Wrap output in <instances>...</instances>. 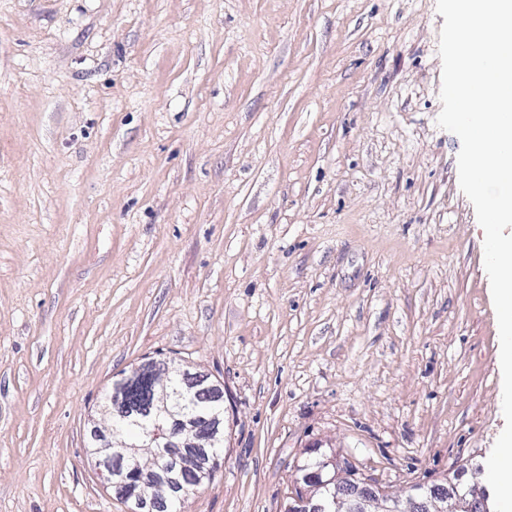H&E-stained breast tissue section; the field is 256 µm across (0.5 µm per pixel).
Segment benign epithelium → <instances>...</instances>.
<instances>
[{"mask_svg":"<svg viewBox=\"0 0 512 512\" xmlns=\"http://www.w3.org/2000/svg\"><path fill=\"white\" fill-rule=\"evenodd\" d=\"M141 390L148 396L151 421L164 426L163 440L154 436L114 444L107 427H96V465L104 483L133 504L130 512L147 506L167 512L170 504L189 493L186 469H194V484L200 485L224 461V391L209 377L192 374L178 363L149 362L113 382L103 407L107 419L141 423L131 407L133 395ZM328 466L319 461L304 473V486L294 490V504L286 512H469L466 496L486 497L473 485L452 483L418 486L402 501L372 488L347 467L331 474Z\"/></svg>","mask_w":512,"mask_h":512,"instance_id":"1","label":"benign epithelium"}]
</instances>
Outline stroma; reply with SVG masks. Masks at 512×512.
I'll use <instances>...</instances> for the list:
<instances>
[{"instance_id":"1","label":"stroma","mask_w":512,"mask_h":512,"mask_svg":"<svg viewBox=\"0 0 512 512\" xmlns=\"http://www.w3.org/2000/svg\"><path fill=\"white\" fill-rule=\"evenodd\" d=\"M436 0H0V512H127L114 380L224 387L186 512L302 467L403 498L502 432L482 229L437 125Z\"/></svg>"}]
</instances>
